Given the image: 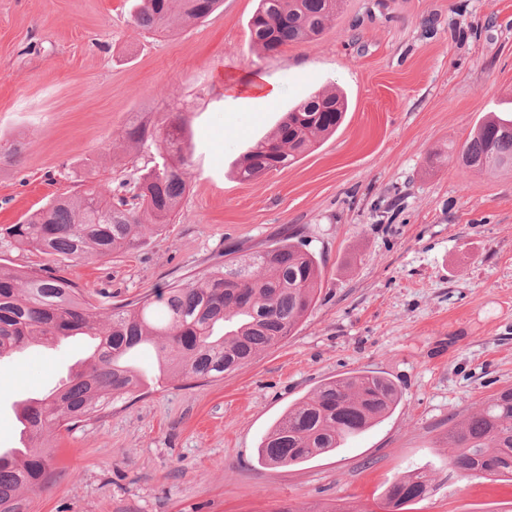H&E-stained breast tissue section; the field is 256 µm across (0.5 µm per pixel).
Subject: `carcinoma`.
Here are the masks:
<instances>
[{
    "instance_id": "cac0c4a2",
    "label": "carcinoma",
    "mask_w": 512,
    "mask_h": 512,
    "mask_svg": "<svg viewBox=\"0 0 512 512\" xmlns=\"http://www.w3.org/2000/svg\"><path fill=\"white\" fill-rule=\"evenodd\" d=\"M222 0H139L134 20L152 33L168 31L173 19L209 17ZM341 0H258L250 19L251 42L268 53L322 34ZM348 109L338 93L316 94L296 106L237 166V178L252 181L286 168L320 138L336 132ZM125 138L156 147L167 163L144 170L134 183L115 189L94 185L78 197H57L24 221L5 228L19 248L46 262L36 267L0 266V359L69 336L95 341L90 354L63 387L29 408L31 443L9 458L0 455V512H23L24 495L47 487L54 449L46 437L70 431L126 399L144 384L126 356L144 344L156 346L159 372L181 383L224 377L292 335L313 309L321 266L301 233L261 250L224 252V263L184 284L168 285L132 301L93 305L50 261L102 259L138 246L143 230L169 224L188 185L179 121L158 122L136 113ZM469 170L512 171V117L493 114L474 130L458 155ZM399 391L388 378L351 372L321 384L314 395L290 407L257 448L268 466L308 462L341 447L392 413ZM455 449L451 470L512 482V388L490 396L478 409L448 428ZM433 492L427 471L408 472L386 490L383 512H412Z\"/></svg>"
}]
</instances>
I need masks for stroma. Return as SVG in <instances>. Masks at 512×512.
Segmentation results:
<instances>
[{
  "instance_id": "35a3bbf8",
  "label": "stroma",
  "mask_w": 512,
  "mask_h": 512,
  "mask_svg": "<svg viewBox=\"0 0 512 512\" xmlns=\"http://www.w3.org/2000/svg\"><path fill=\"white\" fill-rule=\"evenodd\" d=\"M256 0L202 22L140 30L135 0H0V227L80 181L113 188L160 156L129 143L133 113L174 115L189 147L173 223L95 262L60 263L99 305L200 277L224 250L300 228L321 264L293 335L223 378L158 380L99 420L57 432L52 485L24 512H379L386 488L431 469L420 512H512V483L448 475V427L512 387V172L461 167L488 113L512 110V0H343L319 39L274 55L250 44ZM272 100L242 93L253 77ZM349 99L344 124L299 162L239 181L238 161L312 94ZM84 340L0 361V451L13 404L53 390ZM372 371L394 414L293 467L256 450L321 383Z\"/></svg>"
}]
</instances>
